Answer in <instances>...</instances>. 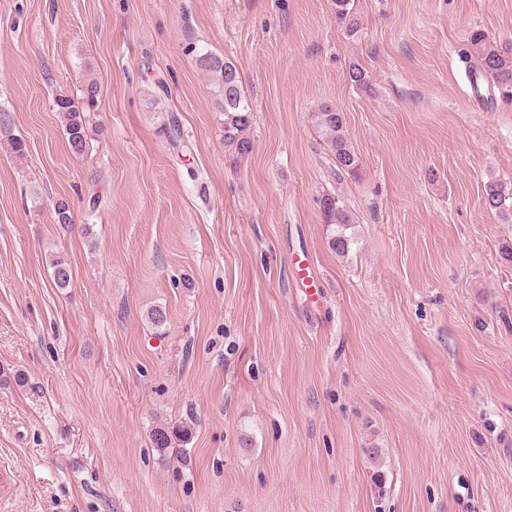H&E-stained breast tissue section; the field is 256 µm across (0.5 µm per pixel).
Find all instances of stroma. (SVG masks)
<instances>
[{"label": "stroma", "mask_w": 512, "mask_h": 512, "mask_svg": "<svg viewBox=\"0 0 512 512\" xmlns=\"http://www.w3.org/2000/svg\"><path fill=\"white\" fill-rule=\"evenodd\" d=\"M352 3L349 37L332 0H0L27 144L0 140V373L25 378L0 385V512H512V220L483 199L512 180V102L462 57L512 39V0ZM205 54L252 107L243 161ZM89 78L77 156L53 100ZM326 103L359 177L331 172ZM325 194L356 216L343 255ZM184 424L159 459L151 432ZM312 118L335 163L333 171L336 179L341 181L345 175L351 178L358 176L362 160L347 136L343 112L326 104L318 112H313Z\"/></svg>", "instance_id": "obj_1"}]
</instances>
